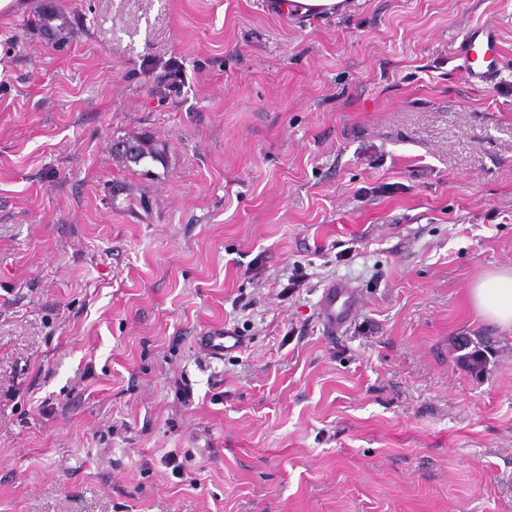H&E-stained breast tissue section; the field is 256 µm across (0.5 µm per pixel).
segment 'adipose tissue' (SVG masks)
Masks as SVG:
<instances>
[{
    "label": "adipose tissue",
    "mask_w": 512,
    "mask_h": 512,
    "mask_svg": "<svg viewBox=\"0 0 512 512\" xmlns=\"http://www.w3.org/2000/svg\"><path fill=\"white\" fill-rule=\"evenodd\" d=\"M469 299L483 320L512 334V270L487 273L470 289Z\"/></svg>",
    "instance_id": "obj_1"
}]
</instances>
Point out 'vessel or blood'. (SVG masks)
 I'll use <instances>...</instances> for the list:
<instances>
[{"mask_svg": "<svg viewBox=\"0 0 512 512\" xmlns=\"http://www.w3.org/2000/svg\"><path fill=\"white\" fill-rule=\"evenodd\" d=\"M456 58L471 85L481 89L492 88L499 73L501 58L495 31L484 27L469 29L456 51ZM355 303L356 293L347 284L333 283L324 288L319 310L325 327L333 332L345 325ZM198 343L212 358L218 359L227 352L241 349L244 339L231 329L216 326L199 336Z\"/></svg>", "mask_w": 512, "mask_h": 512, "instance_id": "obj_1", "label": "vessel or blood"}]
</instances>
